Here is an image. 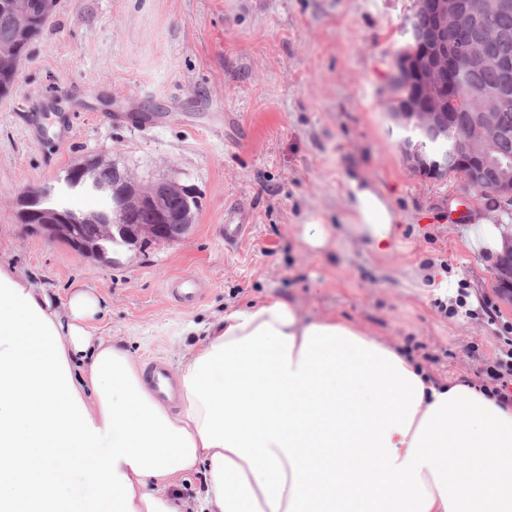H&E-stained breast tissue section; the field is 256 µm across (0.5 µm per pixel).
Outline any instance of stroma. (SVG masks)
Returning <instances> with one entry per match:
<instances>
[{
	"label": "stroma",
	"instance_id": "1",
	"mask_svg": "<svg viewBox=\"0 0 512 512\" xmlns=\"http://www.w3.org/2000/svg\"><path fill=\"white\" fill-rule=\"evenodd\" d=\"M412 10L413 0H58L0 99V262L60 304L92 292V326L139 365L179 369L224 313L280 299L308 319L342 315L437 380L488 383L512 304L493 258L463 236L477 218L512 215L460 177H420L403 159L383 87ZM91 156L143 184L196 187L188 237L112 264L19 221L28 187L77 211L105 207L63 181ZM353 173L400 217L392 254L366 250L347 223ZM231 211L249 232L229 244ZM315 219L331 235L311 250L300 234ZM184 275L204 286L187 309L166 291Z\"/></svg>",
	"mask_w": 512,
	"mask_h": 512
}]
</instances>
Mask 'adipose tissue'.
Returning <instances> with one entry per match:
<instances>
[{"mask_svg":"<svg viewBox=\"0 0 512 512\" xmlns=\"http://www.w3.org/2000/svg\"><path fill=\"white\" fill-rule=\"evenodd\" d=\"M344 190L359 239L391 253L388 198L358 175ZM97 310L0 263V512H512V406L339 315H224L179 368L174 415ZM200 469L204 494L178 495Z\"/></svg>","mask_w":512,"mask_h":512,"instance_id":"adipose-tissue-1","label":"adipose tissue"}]
</instances>
